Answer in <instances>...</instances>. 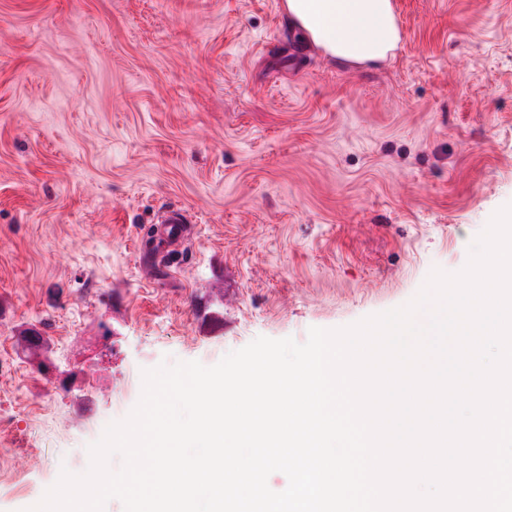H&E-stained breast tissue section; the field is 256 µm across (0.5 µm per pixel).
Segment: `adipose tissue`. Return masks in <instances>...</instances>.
<instances>
[{
    "label": "adipose tissue",
    "mask_w": 512,
    "mask_h": 512,
    "mask_svg": "<svg viewBox=\"0 0 512 512\" xmlns=\"http://www.w3.org/2000/svg\"><path fill=\"white\" fill-rule=\"evenodd\" d=\"M285 5L304 36L347 63L384 61L401 39L392 0H286Z\"/></svg>",
    "instance_id": "1"
}]
</instances>
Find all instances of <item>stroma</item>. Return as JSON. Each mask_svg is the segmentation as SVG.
<instances>
[{
  "label": "stroma",
  "mask_w": 512,
  "mask_h": 512,
  "mask_svg": "<svg viewBox=\"0 0 512 512\" xmlns=\"http://www.w3.org/2000/svg\"><path fill=\"white\" fill-rule=\"evenodd\" d=\"M392 3L401 42L362 66L299 44L285 0H0V512L87 471L128 374L466 265L512 204V0ZM163 234L174 244L184 242L189 235V228L185 211L170 209L163 215Z\"/></svg>",
  "instance_id": "35a3bbf8"
}]
</instances>
